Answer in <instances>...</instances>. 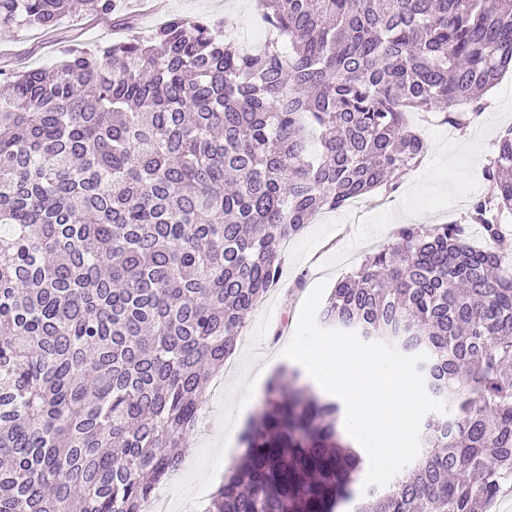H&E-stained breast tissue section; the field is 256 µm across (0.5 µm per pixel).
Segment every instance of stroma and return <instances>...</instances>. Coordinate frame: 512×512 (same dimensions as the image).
Returning a JSON list of instances; mask_svg holds the SVG:
<instances>
[{
	"instance_id": "1",
	"label": "stroma",
	"mask_w": 512,
	"mask_h": 512,
	"mask_svg": "<svg viewBox=\"0 0 512 512\" xmlns=\"http://www.w3.org/2000/svg\"><path fill=\"white\" fill-rule=\"evenodd\" d=\"M124 15L136 32L149 34L164 18L210 17L224 20L227 33L248 47L265 43L268 31L257 0H166L163 13L150 0H123ZM125 35L115 15L95 18L73 12L62 18L53 34L20 28L0 34V68L25 71L47 67L59 52L72 45L96 49ZM486 98L489 108L463 130L444 124L431 112H412L408 121L427 144L421 162L408 170L397 191L378 189L343 208L318 215L289 241L281 284L249 316L231 368L225 369L221 389L206 388L202 424L189 439L177 474L164 485L169 501L188 502L187 512H200L220 484L212 470L216 452H223L225 467L240 458V442L226 443L227 433L241 434L244 422L226 407L237 380L253 378L256 364L269 371L286 365L283 349L292 339L300 307L319 282L334 286L348 270L349 260H363L387 244L405 224H445L465 218L470 201L486 188L485 168L497 140L512 128V73L504 75Z\"/></svg>"
}]
</instances>
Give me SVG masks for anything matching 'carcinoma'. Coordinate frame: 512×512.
<instances>
[{
    "label": "carcinoma",
    "mask_w": 512,
    "mask_h": 512,
    "mask_svg": "<svg viewBox=\"0 0 512 512\" xmlns=\"http://www.w3.org/2000/svg\"><path fill=\"white\" fill-rule=\"evenodd\" d=\"M100 16L116 0H80ZM258 51L214 19L0 71V512H144L210 376L279 281L280 246L419 163L405 112L464 129L512 72V0H260ZM68 0H0V29ZM464 228L406 224L320 311L418 364L417 458L359 498L336 402L272 377L207 512H481L512 484V129Z\"/></svg>",
    "instance_id": "obj_1"
}]
</instances>
